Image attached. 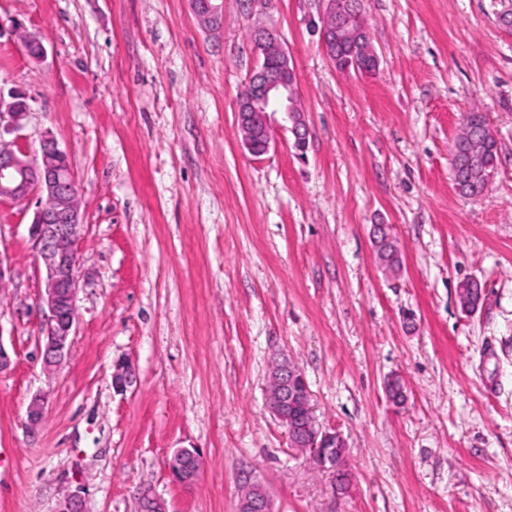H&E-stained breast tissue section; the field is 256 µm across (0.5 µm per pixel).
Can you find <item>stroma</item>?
<instances>
[{"label": "stroma", "instance_id": "1", "mask_svg": "<svg viewBox=\"0 0 512 512\" xmlns=\"http://www.w3.org/2000/svg\"><path fill=\"white\" fill-rule=\"evenodd\" d=\"M325 0H0V91L28 97L20 132L52 134L77 178V322L43 369L34 202L0 203V512H236L262 484L275 512H512V0H363L378 67L342 73L324 52ZM37 33L32 62L9 24ZM294 65L304 151L276 132L255 158L235 123L261 64L257 30ZM484 113L499 164L460 196L449 145ZM403 267H379L374 225ZM474 278L472 314L458 289ZM304 375L320 427L340 432L351 481L289 446L265 406L274 363ZM133 381L112 386L116 363ZM400 375L407 400L385 384ZM42 395V423L26 409ZM196 448L194 486L168 461ZM221 1V6L215 2ZM193 10L204 27H213L221 17L223 0H191Z\"/></svg>", "mask_w": 512, "mask_h": 512}]
</instances>
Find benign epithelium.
Returning a JSON list of instances; mask_svg holds the SVG:
<instances>
[{"label":"benign epithelium","mask_w":512,"mask_h":512,"mask_svg":"<svg viewBox=\"0 0 512 512\" xmlns=\"http://www.w3.org/2000/svg\"><path fill=\"white\" fill-rule=\"evenodd\" d=\"M191 3L203 26L212 27L220 19L221 6L217 0H191ZM364 33L365 30L347 21V0H327L320 35L329 57H335L336 41L353 45ZM254 44L262 63L240 96L236 121L245 148L260 158L270 151L274 126L291 132L297 147L304 146L308 128L296 104L295 73L288 51L268 31L255 34ZM27 114V97L23 93L11 94L8 101L0 96V122L6 120L8 126L20 130ZM457 137L470 154L478 153L485 140L480 130L465 125ZM33 198L37 209L31 234L38 244L43 269L41 301L48 309L39 343L44 368L54 371L66 359L77 318L76 243L81 225L77 181L66 152L53 136L42 139L40 154L35 158L20 147L0 140V201L22 202ZM130 382V368L123 363L116 364L113 386L122 390ZM266 406L287 428L291 447L309 456L319 455V467L335 474L337 486L349 482L344 438L336 431L326 432L317 427L307 381L286 357L270 374ZM44 416V401L36 396L28 406L29 424H40ZM201 466L200 456L189 448L179 449L169 462L173 479L186 487L195 484ZM54 512H85L84 499L79 492H70L59 501ZM237 512H274L266 488L253 484L242 490Z\"/></svg>","instance_id":"obj_1"}]
</instances>
